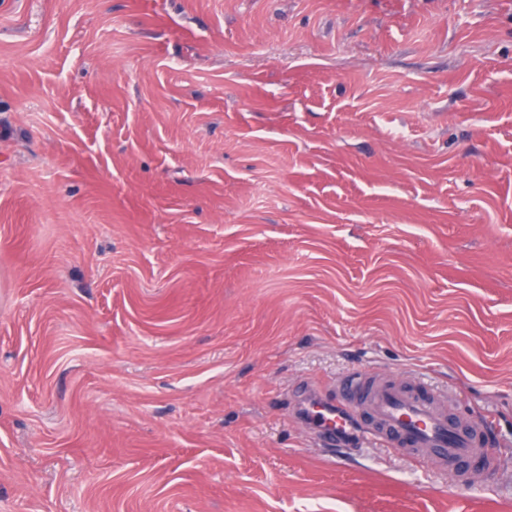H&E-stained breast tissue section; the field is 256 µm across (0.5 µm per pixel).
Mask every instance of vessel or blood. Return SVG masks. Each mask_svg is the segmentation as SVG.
Instances as JSON below:
<instances>
[{
  "label": "vessel or blood",
  "mask_w": 512,
  "mask_h": 512,
  "mask_svg": "<svg viewBox=\"0 0 512 512\" xmlns=\"http://www.w3.org/2000/svg\"><path fill=\"white\" fill-rule=\"evenodd\" d=\"M296 418L329 447L357 442L388 446L431 462L460 488L476 476L499 474V459L489 446L491 419L463 421L452 394L419 395L405 385L358 372L345 378L337 400L300 390Z\"/></svg>",
  "instance_id": "1"
}]
</instances>
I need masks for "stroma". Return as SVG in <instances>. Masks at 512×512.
<instances>
[{"label":"stroma","mask_w":512,"mask_h":512,"mask_svg":"<svg viewBox=\"0 0 512 512\" xmlns=\"http://www.w3.org/2000/svg\"><path fill=\"white\" fill-rule=\"evenodd\" d=\"M357 370L498 483L320 446ZM0 512H512V0H0Z\"/></svg>","instance_id":"stroma-1"}]
</instances>
